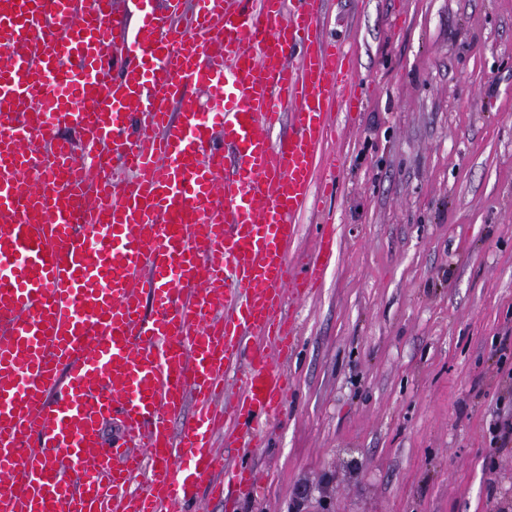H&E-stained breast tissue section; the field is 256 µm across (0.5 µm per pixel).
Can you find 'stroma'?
<instances>
[{"instance_id":"obj_1","label":"stroma","mask_w":512,"mask_h":512,"mask_svg":"<svg viewBox=\"0 0 512 512\" xmlns=\"http://www.w3.org/2000/svg\"><path fill=\"white\" fill-rule=\"evenodd\" d=\"M327 25L366 80L300 218L335 259L287 310L282 415L237 452L258 488L200 512H512V0H330Z\"/></svg>"}]
</instances>
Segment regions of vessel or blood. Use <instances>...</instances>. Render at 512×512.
<instances>
[{
	"label": "vessel or blood",
	"instance_id": "obj_1",
	"mask_svg": "<svg viewBox=\"0 0 512 512\" xmlns=\"http://www.w3.org/2000/svg\"><path fill=\"white\" fill-rule=\"evenodd\" d=\"M326 2L0 0V48L35 49L0 71V512H195L199 485L255 487L222 451L282 411L268 353L295 349L285 303L321 286L334 229L288 249L332 106L363 105ZM38 141L51 163L19 149Z\"/></svg>",
	"mask_w": 512,
	"mask_h": 512
}]
</instances>
